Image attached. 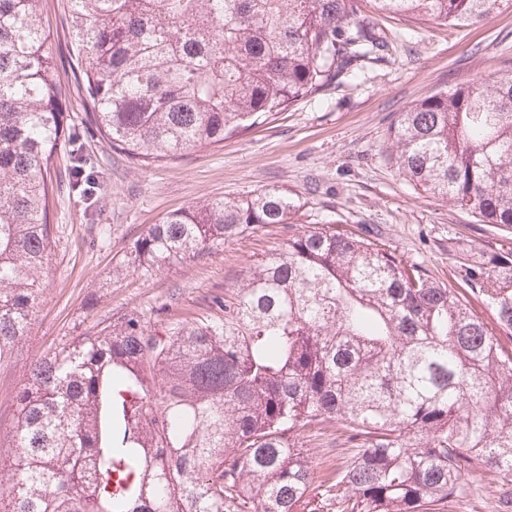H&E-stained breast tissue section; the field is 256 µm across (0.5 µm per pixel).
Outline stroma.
<instances>
[{
  "label": "stroma",
  "instance_id": "obj_1",
  "mask_svg": "<svg viewBox=\"0 0 512 512\" xmlns=\"http://www.w3.org/2000/svg\"><path fill=\"white\" fill-rule=\"evenodd\" d=\"M43 23L58 56L70 48L67 0H42ZM388 60L365 64L275 119L172 160L150 164L120 152L88 124L82 81L61 67L63 112L79 142L59 143L62 177L50 207L54 243L27 336L0 363V435L11 430L17 390L33 361L116 314L153 319L168 307L181 315L233 287L241 273L282 240L281 225L245 231L223 248L145 274L126 257L167 213L215 198L242 199L280 188L300 201L299 225L342 224L396 248L431 278L451 283L459 261L489 249L499 231L440 196L414 188L388 158L387 132L417 99L461 82L512 75V0L483 23L448 28L430 20L382 18ZM94 164V196L70 188L63 174L74 155ZM317 476L343 470L355 450L337 422L302 435ZM457 512H502L495 473L464 480Z\"/></svg>",
  "mask_w": 512,
  "mask_h": 512
}]
</instances>
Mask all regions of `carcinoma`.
Instances as JSON below:
<instances>
[{"instance_id": "obj_1", "label": "carcinoma", "mask_w": 512, "mask_h": 512, "mask_svg": "<svg viewBox=\"0 0 512 512\" xmlns=\"http://www.w3.org/2000/svg\"><path fill=\"white\" fill-rule=\"evenodd\" d=\"M68 2L90 121L149 163L385 59L383 14L458 27L503 0ZM67 136L40 0H0V361L31 326ZM388 142L406 181L503 232L458 287L340 224L295 227L286 190L169 213L127 264L156 272L248 229L288 233L202 309L101 321L33 362L0 438L8 512H448L472 471L511 483L512 77L414 102ZM87 166L73 186L93 183ZM325 421L358 453L317 481L301 432Z\"/></svg>"}]
</instances>
